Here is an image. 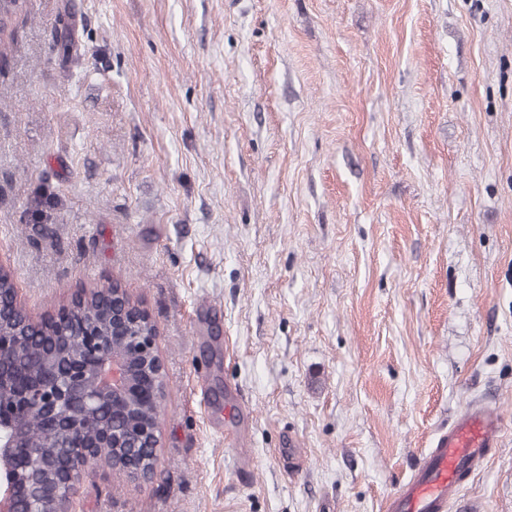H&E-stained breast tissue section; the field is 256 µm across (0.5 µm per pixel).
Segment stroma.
<instances>
[{
	"label": "stroma",
	"mask_w": 512,
	"mask_h": 512,
	"mask_svg": "<svg viewBox=\"0 0 512 512\" xmlns=\"http://www.w3.org/2000/svg\"><path fill=\"white\" fill-rule=\"evenodd\" d=\"M0 37L21 301L117 283L159 332L157 476L82 512H385L472 399L502 438L449 512H512V0H24Z\"/></svg>",
	"instance_id": "stroma-1"
}]
</instances>
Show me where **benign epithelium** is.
Segmentation results:
<instances>
[{
	"label": "benign epithelium",
	"instance_id": "1",
	"mask_svg": "<svg viewBox=\"0 0 512 512\" xmlns=\"http://www.w3.org/2000/svg\"><path fill=\"white\" fill-rule=\"evenodd\" d=\"M122 306L120 319L107 336L96 335L99 314L86 316V291L71 297L52 318L78 317L84 320L83 333L76 337L90 356L78 355L70 361L63 378L48 375L45 382L25 385L14 405L0 409V512H81L76 487L99 472L121 474L131 482H149L143 463L131 454L121 461L107 459L98 452L116 443V436L100 423L115 403L147 397L157 400L164 390V365L157 350V331L147 312L120 288L114 295ZM19 344L0 332V383L10 375L8 367ZM145 357L153 365L152 389L131 385L128 360ZM51 428L49 446L64 449L68 461L58 470L55 489L40 482L41 452L25 448L22 440L32 416ZM160 419L152 426L128 437L127 447L153 448L152 465H157L160 448Z\"/></svg>",
	"mask_w": 512,
	"mask_h": 512
}]
</instances>
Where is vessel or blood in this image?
Segmentation results:
<instances>
[{"instance_id": "1", "label": "vessel or blood", "mask_w": 512, "mask_h": 512, "mask_svg": "<svg viewBox=\"0 0 512 512\" xmlns=\"http://www.w3.org/2000/svg\"><path fill=\"white\" fill-rule=\"evenodd\" d=\"M499 411L491 405L465 408L440 429L417 471L388 500V512H448L462 472L483 462L498 447Z\"/></svg>"}]
</instances>
